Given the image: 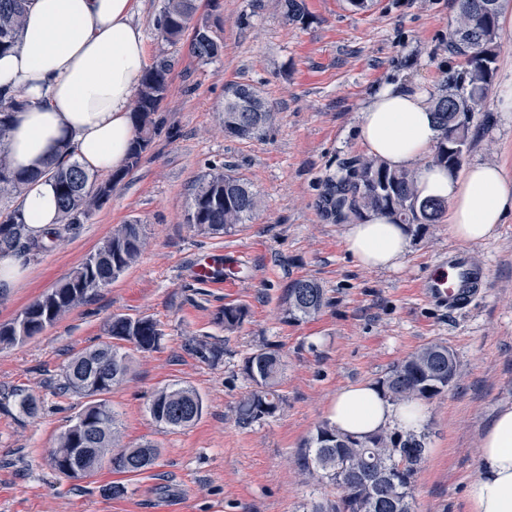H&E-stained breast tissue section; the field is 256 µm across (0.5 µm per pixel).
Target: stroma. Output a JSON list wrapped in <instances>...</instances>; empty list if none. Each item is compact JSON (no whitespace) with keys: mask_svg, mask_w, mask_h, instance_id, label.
<instances>
[{"mask_svg":"<svg viewBox=\"0 0 512 512\" xmlns=\"http://www.w3.org/2000/svg\"><path fill=\"white\" fill-rule=\"evenodd\" d=\"M283 0H221L224 52L198 64L186 44L162 39L154 21L164 0H140L137 18L148 58H174L158 113L163 132L103 207L49 250L25 257L27 272L0 294V323L68 275L115 227L140 219L138 261L85 305L38 336L0 350V512H310L335 498L332 487L302 476L303 445L327 419L337 391L381 380L429 342L455 353L458 374L447 392L424 404L426 455L414 478L415 512H469L468 490L480 474L481 438L498 407L512 403V214L481 243L466 245L485 285L465 308L448 312L417 285L439 255L458 242L447 223L411 230L399 268L368 270L344 245L354 214L333 213L327 182L366 157L359 128L381 86L437 91L462 60L448 46L455 0H305V24L289 23ZM496 72L475 114L465 164L499 165L512 183V0L500 20ZM233 82L257 87L275 114L258 139L225 136L219 107ZM211 164L249 179L260 200L252 219L230 233L201 236L185 220L189 192ZM231 262L230 285L201 284L204 259ZM317 279L330 303L294 323L282 311L292 280ZM240 304L247 321L227 332L218 308ZM147 316L164 333L159 350L133 355L128 379L108 399L127 447L151 442L160 457L131 476L103 464L88 477L56 473L50 455L84 399L58 394L55 379L69 357L105 341L114 315ZM221 342L222 359L202 362L190 338ZM278 348L285 370L274 417L248 426L233 408L249 391L246 353ZM192 386L205 400L201 419L170 431L148 412L168 385ZM38 397L37 416L21 415L12 394ZM113 483L127 492L115 498Z\"/></svg>","mask_w":512,"mask_h":512,"instance_id":"1","label":"stroma"}]
</instances>
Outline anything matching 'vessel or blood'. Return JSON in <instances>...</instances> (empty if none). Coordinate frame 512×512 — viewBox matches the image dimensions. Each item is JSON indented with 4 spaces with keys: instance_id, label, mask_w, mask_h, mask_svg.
Here are the masks:
<instances>
[{
    "instance_id": "obj_1",
    "label": "vessel or blood",
    "mask_w": 512,
    "mask_h": 512,
    "mask_svg": "<svg viewBox=\"0 0 512 512\" xmlns=\"http://www.w3.org/2000/svg\"><path fill=\"white\" fill-rule=\"evenodd\" d=\"M441 262L447 268L446 274L424 279L420 285L422 294L452 310L467 306L483 284L482 273L462 250L449 252Z\"/></svg>"
}]
</instances>
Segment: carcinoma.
I'll return each mask as SVG.
<instances>
[{"mask_svg": "<svg viewBox=\"0 0 512 512\" xmlns=\"http://www.w3.org/2000/svg\"><path fill=\"white\" fill-rule=\"evenodd\" d=\"M27 0H0V56L17 45L25 23ZM456 26L448 34V47L463 59V68L444 77L431 104L438 130L431 162L458 170L455 149L470 148V130L477 107L486 98L496 70V44L503 0H456ZM284 15L292 23L304 22V0H284ZM196 0H165L156 19L162 38L170 44L187 41L188 53L202 64L218 59L224 39L218 29L198 32L192 26ZM174 59L161 54L144 70L134 101L135 136L126 162L118 171L101 178L75 158L65 143L45 168L18 170L6 148L13 115L27 102L0 93V196L21 195L40 177L55 182L59 223L49 243L28 237L19 207L0 210V251L48 250L73 229L84 223L112 196V191L136 169L156 137L162 133L157 118L166 97ZM233 95L224 96V135L253 139L274 121L251 83L234 82ZM418 172L394 170L373 158L353 165L348 177L331 184L329 205L339 212L355 215L385 211L395 222L422 226L437 224L448 210L438 198H422L417 189ZM259 200L250 181L212 165L192 184L186 223L201 235H222L248 221ZM144 225L130 220L88 254L80 265L51 290L30 302L13 320L0 324V348L41 334L66 315L86 304L100 289L111 284L138 260L143 246ZM325 289L315 279L291 282L283 297L286 318L300 321L319 314L327 305ZM248 317L246 307L226 304L215 314V323L232 332ZM109 341L72 355L60 370L56 389L87 399L75 419L57 437L60 458L53 468L68 478L80 470H97L105 461L112 469L137 475L155 465L160 449L150 442L134 448L120 444V431L111 403L105 395L124 382L132 369L134 350L158 349L164 336L159 324L145 316L114 315L105 328ZM196 355L207 361L220 358L224 348L208 340H192ZM285 362L281 353L269 346L253 349L243 359V370L252 389L235 406L242 425L272 417L281 398L276 386ZM454 351L442 342H429L393 365L379 381L385 395L394 402H429L448 390L457 375ZM17 408L26 416L39 411V400L18 393ZM151 418L168 430L187 428L204 412V400L194 388L175 383L157 391L148 406ZM424 436L411 432L380 431L358 439L336 430L325 421L307 440L303 452V473L328 484L339 494L336 500L313 506L311 512H413L414 476L424 461Z\"/></svg>", "mask_w": 512, "mask_h": 512, "instance_id": "1", "label": "carcinoma"}]
</instances>
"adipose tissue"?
I'll return each mask as SVG.
<instances>
[{
	"label": "adipose tissue",
	"mask_w": 512,
	"mask_h": 512,
	"mask_svg": "<svg viewBox=\"0 0 512 512\" xmlns=\"http://www.w3.org/2000/svg\"><path fill=\"white\" fill-rule=\"evenodd\" d=\"M136 7V0H29L16 48L0 56V87L27 102L15 113L8 140L16 167H43L63 139L75 144L88 168L108 172L123 164L146 66ZM436 136L424 90L381 88L360 125L371 157L395 169L417 168L420 197L447 201L455 239L481 242L512 211V186L494 164L474 163L460 172L425 164ZM21 210L27 235L42 238L58 221L53 183L44 178L26 186ZM344 245L363 268L395 269L407 251L408 228L372 212L348 225ZM327 417L355 437L390 425L414 431L423 420L418 405L393 403L369 382L339 390ZM480 454L482 474L470 486V512H512V404L486 427Z\"/></svg>",
	"instance_id": "1"
}]
</instances>
